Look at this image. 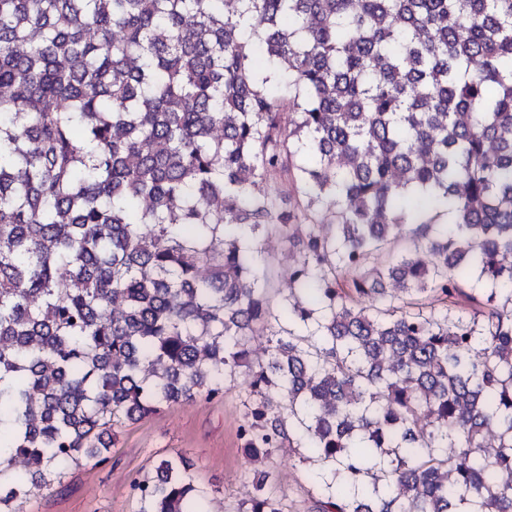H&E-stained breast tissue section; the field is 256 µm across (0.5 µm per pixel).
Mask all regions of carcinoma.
I'll list each match as a JSON object with an SVG mask.
<instances>
[{
	"instance_id": "cac0c4a2",
	"label": "carcinoma",
	"mask_w": 512,
	"mask_h": 512,
	"mask_svg": "<svg viewBox=\"0 0 512 512\" xmlns=\"http://www.w3.org/2000/svg\"><path fill=\"white\" fill-rule=\"evenodd\" d=\"M234 3L0 0V512L242 368L240 450L303 449L318 512H512V0ZM246 228L301 246L276 307Z\"/></svg>"
}]
</instances>
